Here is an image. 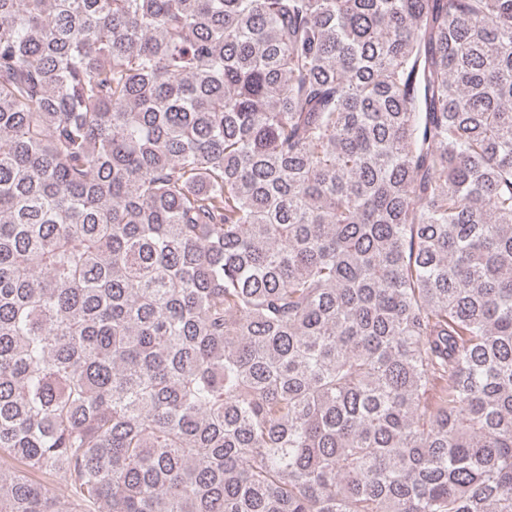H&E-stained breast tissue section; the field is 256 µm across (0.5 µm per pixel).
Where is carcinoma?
<instances>
[{"instance_id":"carcinoma-1","label":"carcinoma","mask_w":512,"mask_h":512,"mask_svg":"<svg viewBox=\"0 0 512 512\" xmlns=\"http://www.w3.org/2000/svg\"><path fill=\"white\" fill-rule=\"evenodd\" d=\"M0 453V512H512V0H0Z\"/></svg>"}]
</instances>
